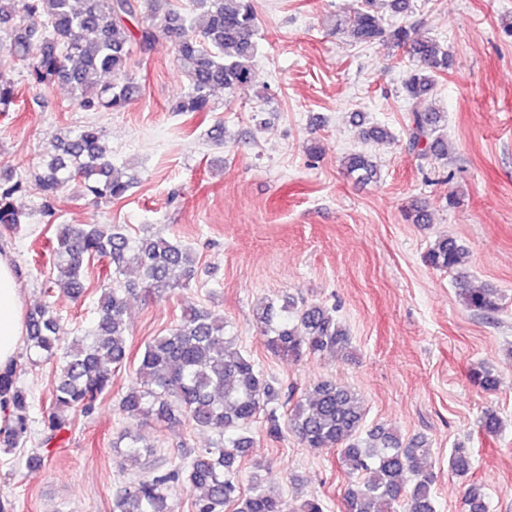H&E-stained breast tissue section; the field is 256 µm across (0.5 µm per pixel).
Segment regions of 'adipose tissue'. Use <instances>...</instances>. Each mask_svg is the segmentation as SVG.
I'll use <instances>...</instances> for the list:
<instances>
[{
  "mask_svg": "<svg viewBox=\"0 0 512 512\" xmlns=\"http://www.w3.org/2000/svg\"><path fill=\"white\" fill-rule=\"evenodd\" d=\"M25 298L9 258L0 256V370L15 363L25 334Z\"/></svg>",
  "mask_w": 512,
  "mask_h": 512,
  "instance_id": "ef3b65f1",
  "label": "adipose tissue"
}]
</instances>
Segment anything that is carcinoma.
<instances>
[{
    "mask_svg": "<svg viewBox=\"0 0 512 512\" xmlns=\"http://www.w3.org/2000/svg\"><path fill=\"white\" fill-rule=\"evenodd\" d=\"M168 2L0 0V25L11 24L0 46L28 63L33 83L68 84L87 112H119L139 93V86L125 78L131 55L136 49L149 52L161 37L174 41L187 81L178 112L206 113L214 91L230 92L254 83L257 16L252 0H192L204 19L199 32L187 17L168 9ZM374 6L375 0H362L354 16L341 20L339 27L359 44L388 39L406 49L413 68L404 82L411 104L405 148L427 161L445 159V115L429 99L436 75L451 66L448 49L434 38L414 37L403 26L388 25ZM103 74L112 75V81H101ZM13 99V82L0 76V110L8 111ZM343 166L361 180L379 173L372 156L359 151L344 156ZM35 177L47 198H57L66 186L78 182L87 193L108 202L125 197L135 182V177H125L112 165L103 135L92 125L62 138L42 157ZM22 185L11 169H0L3 228L21 223L14 195ZM94 259L107 260L108 270L97 316L85 335L63 342L49 303L26 315L29 364L58 362L52 402L43 415L44 449L27 458L29 468L48 461L49 445L70 425L67 412L92 411L112 372L126 363L128 296L139 289L153 294L173 291L197 274L192 254L177 241L134 238L111 224L60 225L54 264L67 294L82 293L84 267ZM464 261V249L449 237L436 239L424 255L427 266L447 272L457 271ZM460 297L465 308L487 316L500 309L493 288H464ZM254 319L265 348L275 357L298 360L351 350V336L336 320L334 309L319 303L280 305L265 298L257 303ZM470 378L485 391L497 387L492 369L482 364L471 368ZM278 396L273 380L240 349L229 322L203 308L185 311L174 328L145 344L118 408L131 425L140 426L151 416L171 425L184 421L195 429L218 431L219 441L198 451L184 448L177 469L132 481L113 497L112 512H170L169 483L174 479L192 495L193 512H223L229 505L233 512H324L322 500L310 496L288 503L268 494L259 479L249 493L242 492L240 469L253 446L250 428L262 413L267 436L277 439L287 429L309 448L338 451L339 462L352 478L341 512H437L435 475L427 468L432 448L425 437L404 440L388 425L364 430L360 394L332 380L311 385L283 422L269 407ZM0 403L12 411L0 428V449L10 453L26 437L33 408L28 393L17 384L14 366L0 372ZM118 440L125 442V456L134 464L152 454V445L128 427L119 432ZM448 468L467 474L470 459L463 449L449 455ZM463 505L465 512H489L483 487L476 484L466 489Z\"/></svg>",
    "mask_w": 512,
    "mask_h": 512,
    "instance_id": "obj_1",
    "label": "carcinoma"
}]
</instances>
